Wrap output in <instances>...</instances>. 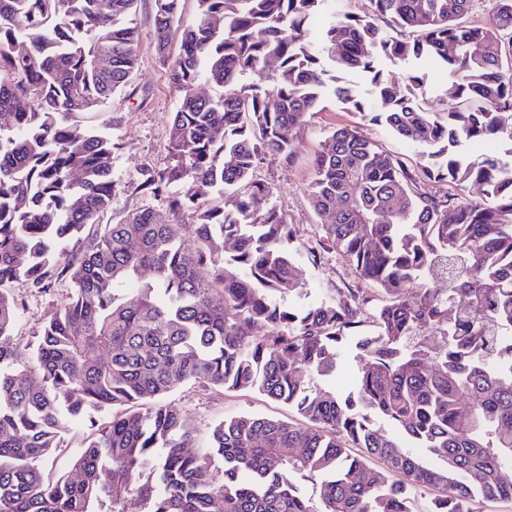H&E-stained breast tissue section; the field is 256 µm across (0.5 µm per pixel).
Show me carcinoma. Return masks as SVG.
<instances>
[{
	"mask_svg": "<svg viewBox=\"0 0 512 512\" xmlns=\"http://www.w3.org/2000/svg\"><path fill=\"white\" fill-rule=\"evenodd\" d=\"M196 2L185 22L182 0H154L179 105L165 165L134 186L188 223L148 207L102 224L122 144L80 116L133 78L135 0H0V512H413L426 490L431 512L512 502V160L456 153L490 140L512 156V0L486 24L468 20L473 0H369L364 16L330 0ZM382 59L442 64V111L420 102L419 77L400 90ZM257 70L265 86L242 82ZM357 70L373 73L367 93L342 79ZM202 82L220 95H198ZM325 92L416 146L420 171L352 125L315 155L319 244L387 298L354 344L346 394L319 380L368 299L338 288L285 304L303 291L294 229L256 178L266 155L292 160ZM422 177L477 186L492 205L429 194ZM63 281L20 351L14 289ZM190 381L256 390L299 420L224 419L193 454V428L164 403ZM102 410L112 419L70 460L81 479L46 470L61 434Z\"/></svg>",
	"mask_w": 512,
	"mask_h": 512,
	"instance_id": "1",
	"label": "carcinoma"
}]
</instances>
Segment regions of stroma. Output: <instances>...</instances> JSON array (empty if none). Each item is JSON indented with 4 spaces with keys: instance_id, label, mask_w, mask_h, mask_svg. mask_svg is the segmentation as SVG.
Instances as JSON below:
<instances>
[{
    "instance_id": "stroma-1",
    "label": "stroma",
    "mask_w": 512,
    "mask_h": 512,
    "mask_svg": "<svg viewBox=\"0 0 512 512\" xmlns=\"http://www.w3.org/2000/svg\"><path fill=\"white\" fill-rule=\"evenodd\" d=\"M131 18L139 31L138 66L130 85L102 106L103 111L124 115L118 128L107 131L109 137L120 139L122 143V150L113 162V178L119 188L103 216L104 222L111 224L124 221L141 207L165 211L163 200L131 194L129 186L138 180L143 168L162 166L170 115L179 104L177 95L167 84L154 48V0H137ZM353 124L359 125L361 133L382 150L401 158L408 168H415L416 148L396 139L383 127L361 121L358 115L332 99L325 100L323 110L310 118L295 143L292 162L269 156L258 168V178L273 187L274 201L295 230L293 248L299 253L301 278L305 284L302 295L291 298L296 305L327 302L334 298L337 289L363 285L336 250L319 248V220L310 208L307 191L312 161L320 142L332 128ZM66 291V286L61 285L42 295L20 294V317L15 331L18 342L31 338ZM166 401L191 419L201 445L216 423L230 417L253 414L285 420L292 416L287 406L258 392L219 393L200 383L183 385L170 393Z\"/></svg>"
}]
</instances>
